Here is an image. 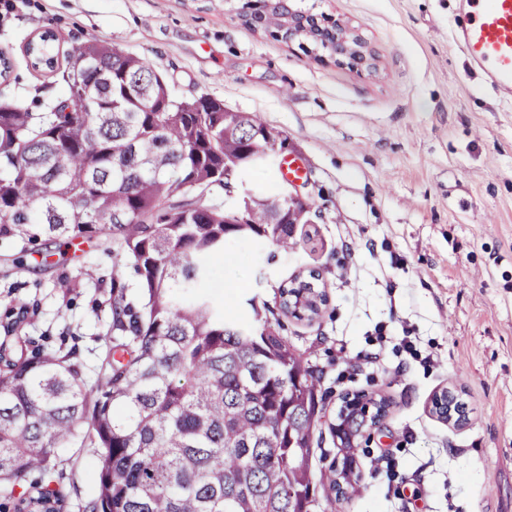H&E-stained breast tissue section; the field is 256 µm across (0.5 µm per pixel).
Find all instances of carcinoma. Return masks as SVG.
I'll return each mask as SVG.
<instances>
[{
	"mask_svg": "<svg viewBox=\"0 0 512 512\" xmlns=\"http://www.w3.org/2000/svg\"><path fill=\"white\" fill-rule=\"evenodd\" d=\"M52 111L0 107V239H112L135 292L112 306L104 372L71 355L14 356L0 345V490L55 470L83 426L100 448L90 512H325L317 490L355 492L335 465L316 469L320 377L280 336L269 309L253 321L196 294L206 261L231 239L288 248L307 206L256 191L229 206L236 178L277 136L255 115L207 96L176 101L148 61L91 39L63 73ZM124 190L126 201L112 192ZM284 210L293 223L276 224ZM29 503L58 512L57 492Z\"/></svg>",
	"mask_w": 512,
	"mask_h": 512,
	"instance_id": "obj_1",
	"label": "carcinoma"
}]
</instances>
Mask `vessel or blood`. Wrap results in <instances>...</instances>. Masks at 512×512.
<instances>
[{"mask_svg": "<svg viewBox=\"0 0 512 512\" xmlns=\"http://www.w3.org/2000/svg\"><path fill=\"white\" fill-rule=\"evenodd\" d=\"M453 37L470 66L512 92V0H461Z\"/></svg>", "mask_w": 512, "mask_h": 512, "instance_id": "vessel-or-blood-1", "label": "vessel or blood"}]
</instances>
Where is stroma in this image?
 <instances>
[{"instance_id":"stroma-1","label":"stroma","mask_w":512,"mask_h":512,"mask_svg":"<svg viewBox=\"0 0 512 512\" xmlns=\"http://www.w3.org/2000/svg\"><path fill=\"white\" fill-rule=\"evenodd\" d=\"M243 2L0 0V101L48 111L75 49L97 38L146 58L176 99L212 97L287 138L308 223L285 251L228 242L199 293L243 322L249 299L267 304L309 352L321 372L315 464L350 459L358 486L337 512H512V98L455 46L458 0H298L358 29L377 56L362 73L249 26ZM46 32L55 62L37 66L28 46ZM110 248L0 240V326L31 354L76 351L98 378L112 284L132 281ZM312 272L325 303L300 319L279 288ZM449 388L469 406L465 425L433 410ZM355 393L386 413L347 448L331 427ZM96 466L90 441L58 449L57 469L75 477L64 512L95 498Z\"/></svg>"}]
</instances>
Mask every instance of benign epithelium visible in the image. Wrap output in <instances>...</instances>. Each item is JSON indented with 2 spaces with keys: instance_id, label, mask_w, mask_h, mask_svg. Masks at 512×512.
Segmentation results:
<instances>
[{
  "instance_id": "7a95c632",
  "label": "benign epithelium",
  "mask_w": 512,
  "mask_h": 512,
  "mask_svg": "<svg viewBox=\"0 0 512 512\" xmlns=\"http://www.w3.org/2000/svg\"><path fill=\"white\" fill-rule=\"evenodd\" d=\"M276 6L288 14V25L273 32V35L290 43H308L331 58L336 64L363 72L375 67L374 55L366 40L346 20L327 13H301L296 0H254L253 9L245 10L248 23L254 28L262 27L258 18L263 4ZM438 401L437 414L444 420L463 425L467 421V407L450 389L435 396Z\"/></svg>"
}]
</instances>
